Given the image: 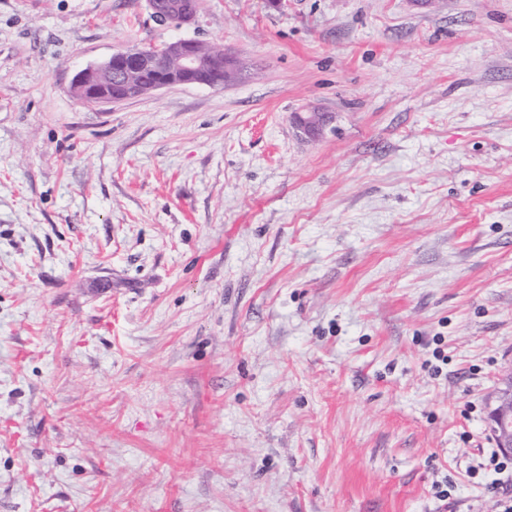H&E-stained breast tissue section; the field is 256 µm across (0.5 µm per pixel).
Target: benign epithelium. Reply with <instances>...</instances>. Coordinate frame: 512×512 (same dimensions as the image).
I'll return each instance as SVG.
<instances>
[{"label":"benign epithelium","mask_w":512,"mask_h":512,"mask_svg":"<svg viewBox=\"0 0 512 512\" xmlns=\"http://www.w3.org/2000/svg\"><path fill=\"white\" fill-rule=\"evenodd\" d=\"M152 15L160 22L176 27L190 25L197 13V0H146ZM214 55L205 52L204 42L179 38L162 46H134L114 53L106 61L89 66L73 81L74 94L87 105H102L122 100L112 94V87L135 88L138 97L175 84L222 86L233 81L236 70H229L223 80H209L207 76ZM154 72L155 79L147 87H137L140 75ZM293 124L307 135L321 132L326 113L308 106L292 115ZM488 428L498 448L512 454V372L501 380L494 396Z\"/></svg>","instance_id":"obj_1"}]
</instances>
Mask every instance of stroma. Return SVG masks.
Wrapping results in <instances>:
<instances>
[{"label":"stroma","mask_w":512,"mask_h":512,"mask_svg":"<svg viewBox=\"0 0 512 512\" xmlns=\"http://www.w3.org/2000/svg\"><path fill=\"white\" fill-rule=\"evenodd\" d=\"M510 372L512 0H0V512H502ZM146 3L159 22L176 27L192 24L197 13L196 0H146ZM224 49L223 46L207 45V52ZM204 50V42L190 38H179L162 46L144 45L134 46L115 52L106 61L89 66L78 73L73 81L74 94L84 104L102 105L126 100L130 97H138L149 94L164 87L175 84H198L210 87L224 86L233 81L236 70L226 72V79L207 80L214 55ZM141 81L153 80L152 84L144 88H138L135 92L128 88L137 85L140 75ZM112 86L125 88L127 96L112 94ZM293 124L307 135H316L321 132L326 122V113L313 106H308L298 112H293ZM490 412L488 428L498 448L512 454V372L501 380Z\"/></svg>","instance_id":"obj_1"}]
</instances>
